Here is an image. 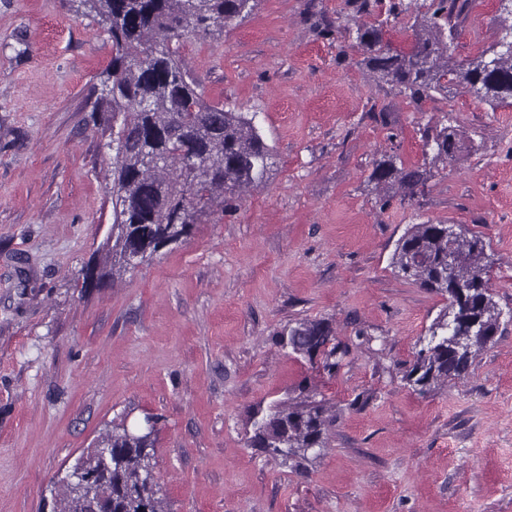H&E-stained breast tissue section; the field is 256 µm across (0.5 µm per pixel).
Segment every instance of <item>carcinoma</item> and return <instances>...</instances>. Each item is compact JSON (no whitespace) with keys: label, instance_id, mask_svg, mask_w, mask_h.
<instances>
[{"label":"carcinoma","instance_id":"cac0c4a2","mask_svg":"<svg viewBox=\"0 0 512 512\" xmlns=\"http://www.w3.org/2000/svg\"><path fill=\"white\" fill-rule=\"evenodd\" d=\"M84 13L112 38V64L101 72L100 106L95 122L109 134L112 151L106 179L110 185L112 227L99 244L107 270L98 279L116 277L133 261L149 263L188 235L207 214L224 211V202L265 180L271 148L255 124V115L206 102L198 81L184 68L180 46L205 38L230 21L249 14L252 0H79ZM382 0H363L350 18L361 63L371 77L397 93L420 101L458 83L476 89L492 107L512 106V53L495 40L468 63L451 62L456 25L452 18L468 0H430L415 16L408 48L385 38L375 18ZM372 20L362 19L363 15ZM424 147L433 160H456L472 148L452 124H426ZM198 157L191 172L184 158ZM398 157L375 160L370 180L379 189L413 197L433 177L431 170H406ZM483 235L459 227L448 240V225L425 222L406 229L392 257L396 273L440 294L447 304L419 337L402 380L425 393L465 378L476 355L493 343L502 310L482 277L491 264ZM278 342L310 359L332 376L349 347L336 340L324 319L284 328ZM335 422L323 400L306 396L283 401L250 416L249 444L297 471L328 447ZM155 430L134 432L123 425L105 431L98 446L74 467L93 476L112 501V512H163L160 487L153 477ZM88 492L62 485L59 512H94Z\"/></svg>","mask_w":512,"mask_h":512}]
</instances>
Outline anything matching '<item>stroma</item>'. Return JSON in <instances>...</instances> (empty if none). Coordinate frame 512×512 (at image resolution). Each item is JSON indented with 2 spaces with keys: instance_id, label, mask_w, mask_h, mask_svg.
<instances>
[{
  "instance_id": "obj_1",
  "label": "stroma",
  "mask_w": 512,
  "mask_h": 512,
  "mask_svg": "<svg viewBox=\"0 0 512 512\" xmlns=\"http://www.w3.org/2000/svg\"><path fill=\"white\" fill-rule=\"evenodd\" d=\"M352 11L258 0L184 42L205 98L255 113L272 166L150 264L87 288L112 225L90 118L112 41L76 0H0V512H51L58 479L111 424L148 416L164 512H512V320L467 377L414 392L403 371L445 302L391 267L411 225H466L512 309V107L456 85L415 103L375 83ZM498 29L497 0H470L456 58ZM446 116L471 151L381 208L374 160L423 166L422 129ZM308 319L350 347L336 376L278 342ZM303 386L336 423L301 474L249 446L248 418Z\"/></svg>"
}]
</instances>
